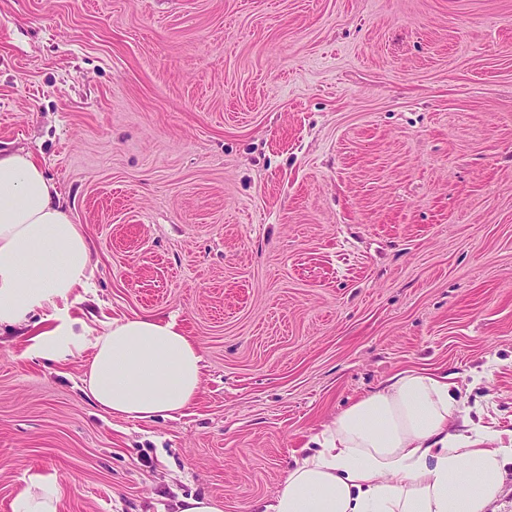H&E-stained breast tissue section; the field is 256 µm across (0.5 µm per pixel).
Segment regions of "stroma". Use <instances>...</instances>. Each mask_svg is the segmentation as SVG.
I'll return each mask as SVG.
<instances>
[{"label":"stroma","mask_w":512,"mask_h":512,"mask_svg":"<svg viewBox=\"0 0 512 512\" xmlns=\"http://www.w3.org/2000/svg\"><path fill=\"white\" fill-rule=\"evenodd\" d=\"M0 149L92 244L89 325L175 319L189 407L112 416L0 332V512H224L407 369L512 432V0H0ZM59 496L57 483H33L18 495L13 505V511L56 512ZM177 512H223L220 502L207 497L190 495L182 498Z\"/></svg>","instance_id":"stroma-1"}]
</instances>
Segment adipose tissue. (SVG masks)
I'll return each mask as SVG.
<instances>
[{
    "mask_svg": "<svg viewBox=\"0 0 512 512\" xmlns=\"http://www.w3.org/2000/svg\"><path fill=\"white\" fill-rule=\"evenodd\" d=\"M56 195L30 153L0 152V328L37 317L51 327L33 337L34 356L91 351L84 385L114 416L148 420L187 408L202 356L174 321L136 315L96 334L71 316L90 286L91 247ZM458 406L447 377L396 373L315 435L256 512H490L512 446L486 425L453 430Z\"/></svg>",
    "mask_w": 512,
    "mask_h": 512,
    "instance_id": "1",
    "label": "adipose tissue"
}]
</instances>
